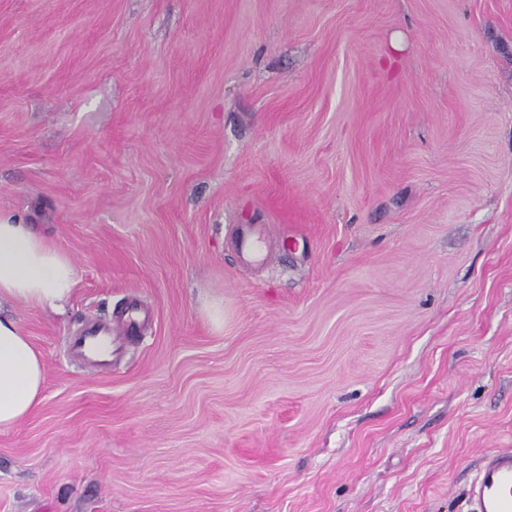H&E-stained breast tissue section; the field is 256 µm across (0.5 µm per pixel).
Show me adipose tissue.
I'll return each instance as SVG.
<instances>
[{
  "label": "adipose tissue",
  "mask_w": 512,
  "mask_h": 512,
  "mask_svg": "<svg viewBox=\"0 0 512 512\" xmlns=\"http://www.w3.org/2000/svg\"><path fill=\"white\" fill-rule=\"evenodd\" d=\"M75 285L70 259L29 225L0 218V301L62 310ZM44 360L20 322L0 315V429L28 417L44 399Z\"/></svg>",
  "instance_id": "adipose-tissue-1"
}]
</instances>
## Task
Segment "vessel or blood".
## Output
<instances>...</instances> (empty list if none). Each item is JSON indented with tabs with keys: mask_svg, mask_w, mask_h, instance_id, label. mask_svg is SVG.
Returning <instances> with one entry per match:
<instances>
[{
	"mask_svg": "<svg viewBox=\"0 0 512 512\" xmlns=\"http://www.w3.org/2000/svg\"><path fill=\"white\" fill-rule=\"evenodd\" d=\"M123 327L104 328L74 340L75 349L96 366H104V359L95 353L96 345L123 334ZM468 493L476 502L478 512H512V449L496 450L484 455L477 478Z\"/></svg>",
	"mask_w": 512,
	"mask_h": 512,
	"instance_id": "b4317fda",
	"label": "vessel or blood"
}]
</instances>
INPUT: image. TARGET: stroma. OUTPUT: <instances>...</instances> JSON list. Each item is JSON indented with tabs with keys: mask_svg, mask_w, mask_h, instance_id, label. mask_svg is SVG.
I'll list each match as a JSON object with an SVG mask.
<instances>
[{
	"mask_svg": "<svg viewBox=\"0 0 512 512\" xmlns=\"http://www.w3.org/2000/svg\"><path fill=\"white\" fill-rule=\"evenodd\" d=\"M0 217L77 276L0 307V512H473L512 448V0H0ZM44 360L18 320L0 315V429L28 417L44 399ZM126 331V326H117L115 329L107 327L93 332L87 336H78L74 340L75 349L85 355L89 361L99 367H106L110 360L101 359L95 353L96 345L102 340H109L112 343V335H122Z\"/></svg>",
	"mask_w": 512,
	"mask_h": 512,
	"instance_id": "1",
	"label": "stroma"
}]
</instances>
